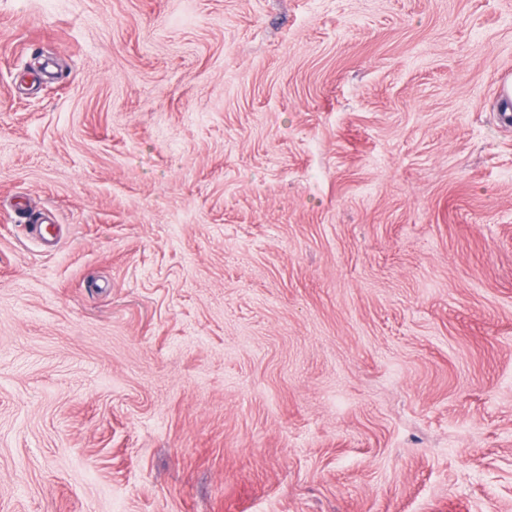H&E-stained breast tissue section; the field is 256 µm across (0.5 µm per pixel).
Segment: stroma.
<instances>
[{"label":"stroma","mask_w":512,"mask_h":512,"mask_svg":"<svg viewBox=\"0 0 512 512\" xmlns=\"http://www.w3.org/2000/svg\"><path fill=\"white\" fill-rule=\"evenodd\" d=\"M511 96L512 0H0V512H512Z\"/></svg>","instance_id":"obj_1"}]
</instances>
